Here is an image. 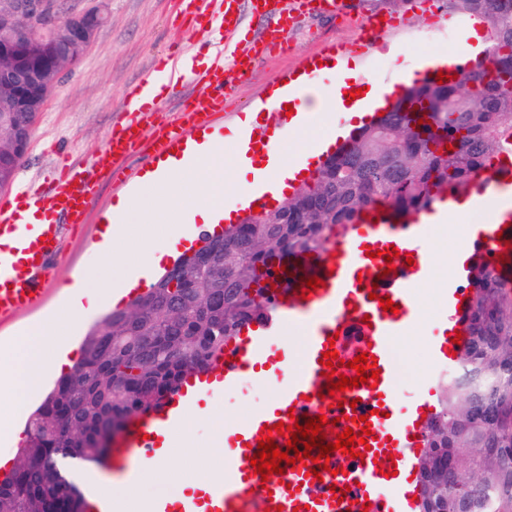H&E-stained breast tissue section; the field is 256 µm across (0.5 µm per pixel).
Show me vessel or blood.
I'll use <instances>...</instances> for the list:
<instances>
[{
	"instance_id": "1",
	"label": "vessel or blood",
	"mask_w": 512,
	"mask_h": 512,
	"mask_svg": "<svg viewBox=\"0 0 512 512\" xmlns=\"http://www.w3.org/2000/svg\"><path fill=\"white\" fill-rule=\"evenodd\" d=\"M176 2L188 8L200 33L217 25L223 34L220 54L208 69L185 71L171 66L170 89H178L189 77L202 89L177 109L152 142L151 155L157 159L182 149L187 130L210 128L213 117L223 111L229 95L224 81L225 58H232V68L239 76L252 66L242 37L240 0ZM312 7L328 14L352 9L347 0H250L253 15L274 18L266 33L271 49L285 43L294 15ZM129 97L138 102V112L157 109L147 87L134 88ZM138 112L128 113L120 131L107 136L93 163L95 173L112 174L130 155L138 141ZM90 175L76 166L62 168L46 204L37 193L22 187L12 195L0 196V318L40 303L49 261L58 252L68 225L85 223L96 201ZM491 189L503 193L502 206L481 237L464 246L456 272L443 290L448 322L434 337L431 356L444 371L457 365L454 326L467 313L466 282L472 270L497 260L504 238L512 236L511 167L481 174L470 193L481 197ZM429 222L426 213L396 221L380 209L364 223L353 225L348 236L333 240L325 252L285 261L288 285L272 288L273 307L266 319L245 327L223 357L212 361L210 369L189 379L161 407L128 427L112 448L113 475L131 483L138 477L139 467L160 463L167 438L187 413L201 407L212 394L236 393L248 374L269 388L272 396L245 420L225 425L219 477L207 489L157 498L147 512H270L277 506L283 512H417L414 459L423 446L425 417L434 410V392L422 390L412 405L398 406L394 343L413 328L418 313L417 288L433 274L425 238ZM393 247L399 255L386 261L384 253ZM372 249L377 251V258L369 257ZM313 277L319 278L322 286L311 291L306 282ZM383 296L398 305V313L382 309L379 299ZM287 322L302 324L308 330L295 356L284 346L282 326ZM352 331L358 340L349 347L345 338ZM331 348L348 361L363 352L375 356L380 371L377 387L363 383L349 388L344 393L346 405H337L335 397L328 394L322 365L324 353ZM318 415L328 419L324 430L331 442L345 429L360 432L361 416H369L374 438L364 458L332 452L330 463L340 469L336 476L319 463L310 470L297 466L284 479L273 474L264 481L255 475L250 461L258 452L263 426L291 416L302 423ZM391 468L395 476L385 477V470Z\"/></svg>"
}]
</instances>
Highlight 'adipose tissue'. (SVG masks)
I'll return each mask as SVG.
<instances>
[{
	"instance_id": "adipose-tissue-1",
	"label": "adipose tissue",
	"mask_w": 512,
	"mask_h": 512,
	"mask_svg": "<svg viewBox=\"0 0 512 512\" xmlns=\"http://www.w3.org/2000/svg\"><path fill=\"white\" fill-rule=\"evenodd\" d=\"M186 151L183 160L170 158L146 171L139 180L138 195L121 198L112 209L114 217L127 224L138 222L142 197L150 195L153 203L174 213L186 228L185 241L191 243L200 230H212L226 213L243 202L249 191L245 184L235 189L232 198H225L224 157L208 136L188 140ZM245 163L252 166L255 178L274 188L294 178L301 169L300 162L281 154L274 137L268 140L265 166L255 165L250 157ZM165 256L151 228L143 227L135 259L111 257L102 268L80 272L67 288V300L54 315L16 337L13 361L0 369V385L14 387L19 392L16 413L24 412L49 377L67 371L69 339L74 327L95 315L102 301L118 303L139 278L151 275ZM195 425V414H188L175 437L167 443L166 460L143 469L136 484L96 483V491L109 501L110 512H129L132 502L142 499L144 487L151 482L172 481L183 490L207 487V479L190 475L176 465L177 459H189L192 453Z\"/></svg>"
}]
</instances>
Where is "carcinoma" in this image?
<instances>
[{
  "label": "carcinoma",
  "instance_id": "cac0c4a2",
  "mask_svg": "<svg viewBox=\"0 0 512 512\" xmlns=\"http://www.w3.org/2000/svg\"><path fill=\"white\" fill-rule=\"evenodd\" d=\"M448 2L484 23L489 64L409 86L277 212L203 234V246L172 265L181 275L165 270L108 314L32 413L17 463L0 477V512H80L70 463L103 462V438L114 427L125 429L264 319L271 296L259 281L276 261L326 250L374 205L403 218L512 160V94L499 88L501 71L512 70V0ZM413 102L428 124H417ZM229 241L238 251L232 262L203 265L206 252ZM468 288L458 367L438 377L436 411L424 425L418 512H512V275L482 266Z\"/></svg>",
  "mask_w": 512,
  "mask_h": 512
}]
</instances>
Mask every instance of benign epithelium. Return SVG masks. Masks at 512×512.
<instances>
[{
	"label": "benign epithelium",
	"mask_w": 512,
	"mask_h": 512,
	"mask_svg": "<svg viewBox=\"0 0 512 512\" xmlns=\"http://www.w3.org/2000/svg\"><path fill=\"white\" fill-rule=\"evenodd\" d=\"M105 22L101 9L67 10L65 0H11L0 8V92L9 94L8 111L38 116Z\"/></svg>",
	"instance_id": "benign-epithelium-1"
}]
</instances>
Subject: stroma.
Here are the masks:
<instances>
[{
	"label": "stroma",
	"mask_w": 512,
	"mask_h": 512,
	"mask_svg": "<svg viewBox=\"0 0 512 512\" xmlns=\"http://www.w3.org/2000/svg\"><path fill=\"white\" fill-rule=\"evenodd\" d=\"M347 16L306 14L288 37L287 44L271 53L259 55L251 73L232 79V97L218 119L224 132V180L227 188L251 181L253 174L234 165L236 142L234 131L245 111L259 113L256 136L278 134L283 155L294 159L308 147L315 128L276 130V119L266 104L283 81L306 77L308 83L329 93L336 83L335 71L323 67L324 58L336 48H343L348 68L358 72L360 80L375 79L397 85L402 74L416 70L424 57L443 60L465 59L470 55L465 31L474 20L450 8L447 0H432L438 22H430L417 7L416 0H355ZM101 6L107 21L92 45L75 65L67 68L62 82L49 95L34 127L25 161L17 182H30L48 191L54 166L69 162L91 169L95 154L119 120L126 97L141 80L165 58L182 48L194 47L198 57H205L209 46L199 37L193 23L177 12L175 0H94ZM389 14L401 18V25L388 29L368 30L365 17ZM367 40L366 53H358L357 44ZM317 62L307 71L308 62ZM196 86L184 87L179 93H161L158 111L147 113L140 130L137 149L126 161L132 178H140L150 169L149 147L159 128L169 121L172 110L196 93ZM97 204L86 224L76 227L63 239L52 261V275L44 289L42 304L0 320V361L9 356L8 343L25 327L50 312L63 298V287L74 274L103 266L104 256L97 244L105 229V220L127 190L119 180L101 179L96 183ZM480 212L456 215L446 224L430 225L429 232L437 243L432 248L433 266L450 268L453 253L466 225L484 222ZM440 280L420 287L418 317L409 341L398 353L400 376L397 384L399 406L410 405L424 383H436L430 345L438 323L447 314L440 299ZM268 389L244 381L233 395L209 397L194 433L193 453L199 475L213 478L221 460L210 456L209 444L217 421L227 423L245 418L258 404L268 400Z\"/></svg>",
	"instance_id": "35a3bbf8"
}]
</instances>
